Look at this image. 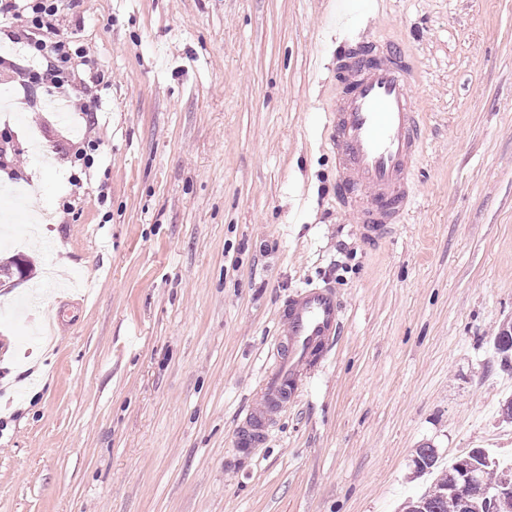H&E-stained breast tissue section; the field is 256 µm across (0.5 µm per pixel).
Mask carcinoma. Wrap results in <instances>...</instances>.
I'll return each instance as SVG.
<instances>
[{"label":"carcinoma","mask_w":512,"mask_h":512,"mask_svg":"<svg viewBox=\"0 0 512 512\" xmlns=\"http://www.w3.org/2000/svg\"><path fill=\"white\" fill-rule=\"evenodd\" d=\"M495 345L504 359L512 357V324L502 327L495 336ZM460 459L469 460L475 466L474 472L480 477L484 491L472 498V505L464 507L457 489L462 481L458 465L448 468L436 483L419 497L409 499L402 505V512H512V498L504 501L495 496V491L506 480H512V470L501 468L483 448H471ZM438 452L429 445L416 449L413 459L415 474H423L434 468Z\"/></svg>","instance_id":"cac0c4a2"}]
</instances>
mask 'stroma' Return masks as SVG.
<instances>
[{
	"label": "stroma",
	"mask_w": 512,
	"mask_h": 512,
	"mask_svg": "<svg viewBox=\"0 0 512 512\" xmlns=\"http://www.w3.org/2000/svg\"><path fill=\"white\" fill-rule=\"evenodd\" d=\"M415 68L407 223L336 207L324 0H66L95 64L29 79L0 25V512H398L445 461L512 463V0H341ZM88 102L87 151L74 100ZM342 327L268 436L238 444L290 293Z\"/></svg>",
	"instance_id": "stroma-1"
}]
</instances>
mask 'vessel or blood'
<instances>
[{"instance_id": "vessel-or-blood-1", "label": "vessel or blood", "mask_w": 512, "mask_h": 512, "mask_svg": "<svg viewBox=\"0 0 512 512\" xmlns=\"http://www.w3.org/2000/svg\"><path fill=\"white\" fill-rule=\"evenodd\" d=\"M337 60L345 92L327 113L336 158V203L355 214L364 239L375 242L404 223L413 204V179L422 145L423 116L411 93V70L400 55L365 46L350 13L336 14ZM341 303L333 287L304 286L291 293L282 322L287 347L263 379L264 402L238 431L247 446L293 400L305 370L339 335Z\"/></svg>"}]
</instances>
